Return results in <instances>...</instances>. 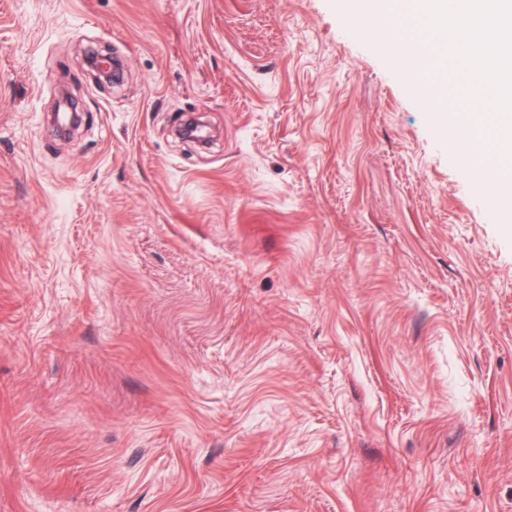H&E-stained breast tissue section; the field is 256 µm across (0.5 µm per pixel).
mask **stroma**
Listing matches in <instances>:
<instances>
[{"instance_id": "stroma-1", "label": "stroma", "mask_w": 512, "mask_h": 512, "mask_svg": "<svg viewBox=\"0 0 512 512\" xmlns=\"http://www.w3.org/2000/svg\"><path fill=\"white\" fill-rule=\"evenodd\" d=\"M349 4L0 0V512H512V183Z\"/></svg>"}]
</instances>
